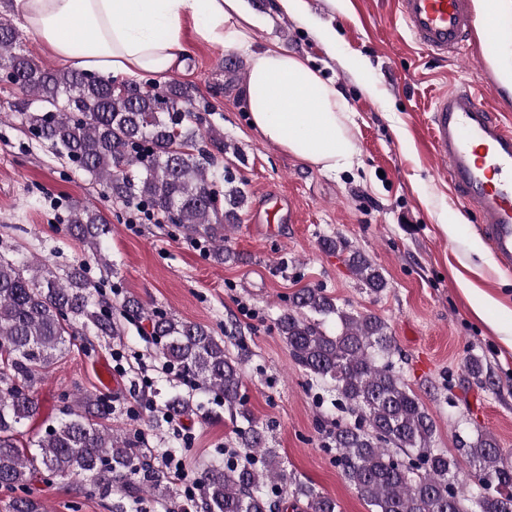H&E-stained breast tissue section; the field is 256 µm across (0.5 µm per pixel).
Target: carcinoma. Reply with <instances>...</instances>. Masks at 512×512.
<instances>
[{
	"mask_svg": "<svg viewBox=\"0 0 512 512\" xmlns=\"http://www.w3.org/2000/svg\"><path fill=\"white\" fill-rule=\"evenodd\" d=\"M12 13L13 0H0V82L19 90L12 111L23 128L125 209L206 237L214 259H231L225 232L240 221L244 191L217 190L224 175L203 147L215 143L203 116L209 107L196 105L191 88L176 82L160 88L41 66L21 49ZM66 224L89 259L110 267L102 244L111 222L101 209L74 204ZM347 262L370 292L385 290L384 275L359 251L350 250ZM123 307L145 315L163 339L165 363L235 421L234 447L198 474L202 512H275L288 500L300 512H339L335 499L286 473L267 447L266 430L241 394L246 353L234 356L209 327L154 314L136 299ZM276 325L293 360L331 385L336 409L350 414L325 426L324 443L370 512H512V464L493 435L458 433L453 454L434 447L435 423L405 383L380 316L343 308L323 289L307 287L289 297ZM119 335L112 301L87 262L57 270L0 246V487L23 492L9 499L6 512H42L28 495L42 475L86 481V494L112 500V512H143L147 497L163 512H187L174 505L170 480L154 464L156 453L166 458L176 449L160 451L141 430L112 426L106 395L78 387L61 394L44 434L18 444L20 429L39 415L36 384L49 369L77 344L93 348L92 336ZM465 369L477 381L485 374L475 354L466 355ZM200 407L194 393L173 391L160 412L181 417Z\"/></svg>",
	"mask_w": 512,
	"mask_h": 512,
	"instance_id": "cac0c4a2",
	"label": "carcinoma"
}]
</instances>
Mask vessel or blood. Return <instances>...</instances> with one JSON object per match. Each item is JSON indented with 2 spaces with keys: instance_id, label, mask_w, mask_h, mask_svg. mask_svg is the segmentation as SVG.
<instances>
[{
  "instance_id": "vessel-or-blood-1",
  "label": "vessel or blood",
  "mask_w": 512,
  "mask_h": 512,
  "mask_svg": "<svg viewBox=\"0 0 512 512\" xmlns=\"http://www.w3.org/2000/svg\"><path fill=\"white\" fill-rule=\"evenodd\" d=\"M392 14L413 45L443 60L469 46L486 67L512 42V8L495 0H392ZM488 88L484 95L459 84L440 94L427 143L447 168L450 189L465 204L493 260L511 272L512 126L503 115L512 112V87L494 79ZM294 217L287 197L279 195L273 205L256 209L250 222L260 231Z\"/></svg>"
}]
</instances>
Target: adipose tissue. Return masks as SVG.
<instances>
[{
    "label": "adipose tissue",
    "instance_id": "ef3b65f1",
    "mask_svg": "<svg viewBox=\"0 0 512 512\" xmlns=\"http://www.w3.org/2000/svg\"><path fill=\"white\" fill-rule=\"evenodd\" d=\"M25 27L71 67L114 78L165 75L199 38L247 52L250 124L261 138L325 171L351 167L352 116L335 85L277 43L253 51L258 17L246 0H14Z\"/></svg>",
    "mask_w": 512,
    "mask_h": 512
}]
</instances>
